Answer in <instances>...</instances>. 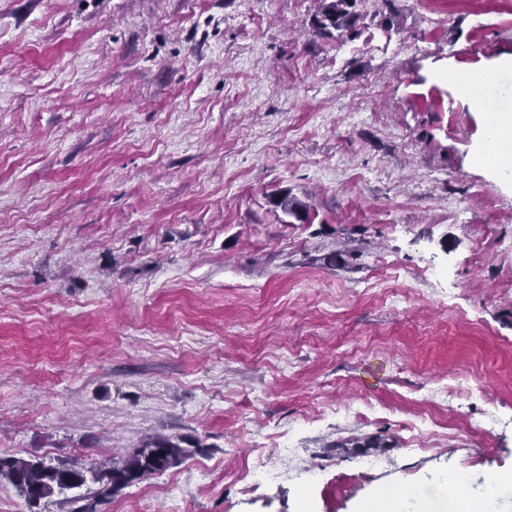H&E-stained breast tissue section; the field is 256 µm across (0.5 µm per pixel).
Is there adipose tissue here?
I'll use <instances>...</instances> for the list:
<instances>
[{
    "mask_svg": "<svg viewBox=\"0 0 512 512\" xmlns=\"http://www.w3.org/2000/svg\"><path fill=\"white\" fill-rule=\"evenodd\" d=\"M511 70L512 58H503L484 68L456 72L455 92L458 97L477 104L505 97L507 91L500 81V75ZM473 154L491 177L506 178L508 171L512 170L511 111H484L483 136Z\"/></svg>",
    "mask_w": 512,
    "mask_h": 512,
    "instance_id": "ef3b65f1",
    "label": "adipose tissue"
}]
</instances>
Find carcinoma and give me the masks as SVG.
Wrapping results in <instances>:
<instances>
[{
  "label": "carcinoma",
  "instance_id": "cac0c4a2",
  "mask_svg": "<svg viewBox=\"0 0 512 512\" xmlns=\"http://www.w3.org/2000/svg\"><path fill=\"white\" fill-rule=\"evenodd\" d=\"M357 0H319V8L311 21L319 36L354 38L359 34L355 11ZM187 454V449L166 437H154L141 446L120 466L88 469L76 462L65 465L48 464L42 460L16 456H0V481L17 488L30 507L37 512L41 502L57 492L80 489L88 483L94 487L74 498L78 507L73 512H98L97 506L121 488L144 476L167 469Z\"/></svg>",
  "mask_w": 512,
  "mask_h": 512
}]
</instances>
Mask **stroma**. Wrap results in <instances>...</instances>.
<instances>
[{"mask_svg": "<svg viewBox=\"0 0 512 512\" xmlns=\"http://www.w3.org/2000/svg\"><path fill=\"white\" fill-rule=\"evenodd\" d=\"M316 7L0 0V454L187 450L99 512L512 479V190L443 78L512 55V0ZM319 8L311 21L313 32L318 36H339L355 38L359 31L357 22L360 15L354 10L357 0H318Z\"/></svg>", "mask_w": 512, "mask_h": 512, "instance_id": "stroma-1", "label": "stroma"}]
</instances>
